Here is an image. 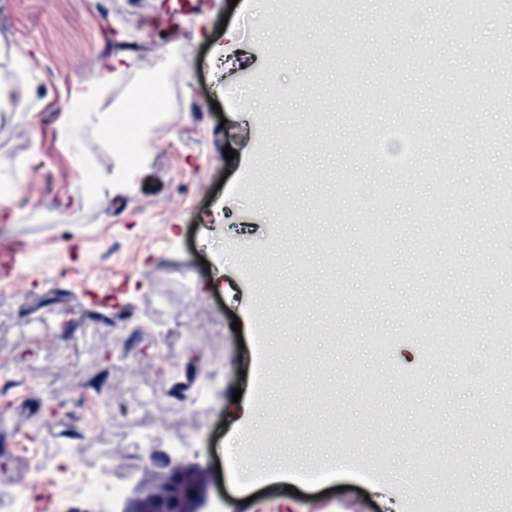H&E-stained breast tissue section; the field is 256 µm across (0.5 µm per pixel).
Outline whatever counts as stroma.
Masks as SVG:
<instances>
[{
	"label": "stroma",
	"instance_id": "1",
	"mask_svg": "<svg viewBox=\"0 0 512 512\" xmlns=\"http://www.w3.org/2000/svg\"><path fill=\"white\" fill-rule=\"evenodd\" d=\"M279 2L55 0L49 12L0 0V79L31 90L0 110V179L23 176L20 195L0 193V491L69 445L83 468L127 474L126 503L167 474L177 441L179 462L204 474L206 512H388L394 499L456 512L465 486L480 491L470 512H512L492 493L512 484L499 465L512 458L500 423L512 378L496 369L512 365V336L498 332L512 274L470 271L472 255L512 253L491 207L512 192L500 177L512 171V76L483 51L512 48V0L475 14L466 45L448 0H424L417 17L401 0L288 13ZM346 49L366 60L350 84ZM464 69L468 96L441 97ZM158 76L163 117L128 190L76 201L117 155L115 131L65 134L72 99L126 116L130 95L152 104ZM382 80L403 88L399 101L370 100ZM418 197L431 202L421 216ZM447 211L481 218L458 225L450 268L424 232ZM368 224L389 235L380 288ZM34 253L42 269L27 268ZM447 316L468 338L449 360L436 334ZM201 390L207 403L188 408ZM237 390L256 404L249 419L229 410ZM245 445L291 471L249 502L232 476Z\"/></svg>",
	"mask_w": 512,
	"mask_h": 512
}]
</instances>
